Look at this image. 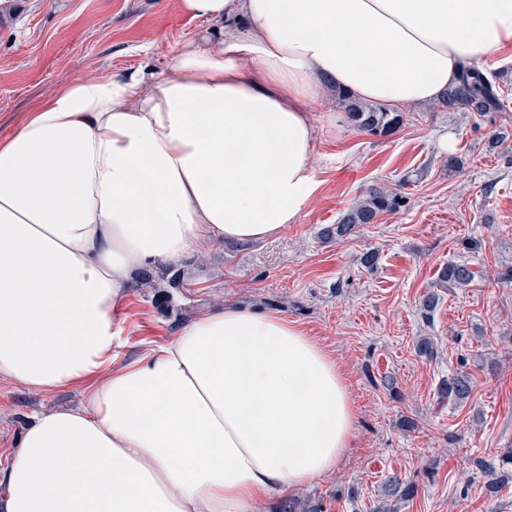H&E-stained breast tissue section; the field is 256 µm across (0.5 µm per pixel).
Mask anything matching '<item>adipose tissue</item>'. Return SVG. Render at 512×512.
<instances>
[{"instance_id": "adipose-tissue-1", "label": "adipose tissue", "mask_w": 512, "mask_h": 512, "mask_svg": "<svg viewBox=\"0 0 512 512\" xmlns=\"http://www.w3.org/2000/svg\"><path fill=\"white\" fill-rule=\"evenodd\" d=\"M219 21L169 72L61 79L0 141V379L86 403L43 413L0 467V512H256L336 469L354 412L297 323L232 304L127 363L131 274L300 221L313 105L438 102L512 52V0H182ZM249 31H241L239 19Z\"/></svg>"}]
</instances>
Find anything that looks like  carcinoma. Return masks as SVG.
<instances>
[{"instance_id":"carcinoma-1","label":"carcinoma","mask_w":512,"mask_h":512,"mask_svg":"<svg viewBox=\"0 0 512 512\" xmlns=\"http://www.w3.org/2000/svg\"><path fill=\"white\" fill-rule=\"evenodd\" d=\"M339 100L346 103L347 114L353 125L362 133L375 137H386L396 133L404 124L401 112H393L382 105H361L345 92L336 91ZM498 105V95L489 79L476 66L465 65L459 82L448 89L434 108L462 109L483 113ZM405 196L400 191L387 188H372L364 198L351 206L334 224L321 228L324 240H347L356 236L366 224H374L384 213H393L404 206ZM475 272L465 264L449 263L438 274L436 286L456 288L469 285ZM472 381L468 374L459 373L448 378L440 386L438 398L462 404L470 397ZM479 470L489 478L488 487L495 490L509 480V475L497 471L495 464L484 459L477 460Z\"/></svg>"}]
</instances>
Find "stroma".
Returning a JSON list of instances; mask_svg holds the SVG:
<instances>
[{
	"label": "stroma",
	"instance_id": "obj_1",
	"mask_svg": "<svg viewBox=\"0 0 512 512\" xmlns=\"http://www.w3.org/2000/svg\"><path fill=\"white\" fill-rule=\"evenodd\" d=\"M222 33L186 16L182 0H0V138L61 76L165 71L181 43ZM484 73L499 107L480 117L414 106L389 137L355 130L327 87L314 107L316 189L299 223L272 240L188 253L175 263L187 287L172 301L154 289L164 265L149 266L153 287L132 279L118 361L221 302L297 321L335 358L356 418L352 446L336 471L295 494L321 512H512V481L490 493L475 467L512 447V282L494 278L512 265V62ZM445 138L451 149H441ZM372 187L401 188L407 202L352 239H321L320 228ZM371 249L380 259L369 271L357 259ZM451 262L475 280L438 291L424 315L423 295ZM423 338L433 358L419 356ZM461 372L473 382L467 402L439 401V387ZM85 391L40 394L0 380V463L38 413L81 405Z\"/></svg>",
	"mask_w": 512,
	"mask_h": 512
}]
</instances>
